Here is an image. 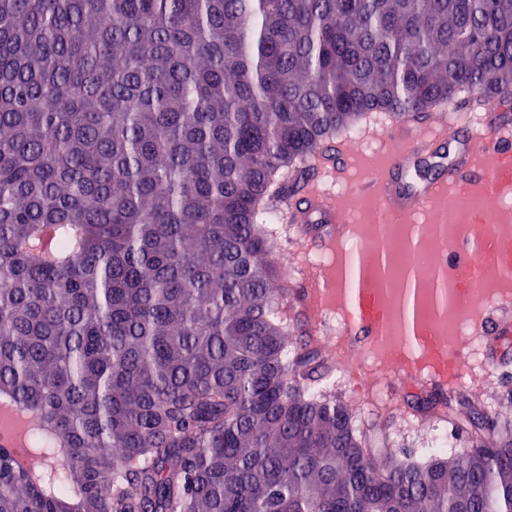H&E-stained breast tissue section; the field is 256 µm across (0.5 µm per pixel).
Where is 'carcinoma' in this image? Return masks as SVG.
<instances>
[{"mask_svg": "<svg viewBox=\"0 0 512 512\" xmlns=\"http://www.w3.org/2000/svg\"><path fill=\"white\" fill-rule=\"evenodd\" d=\"M512 103V0H0V512H512V434L425 462L322 390L267 226L370 112Z\"/></svg>", "mask_w": 512, "mask_h": 512, "instance_id": "carcinoma-1", "label": "carcinoma"}]
</instances>
